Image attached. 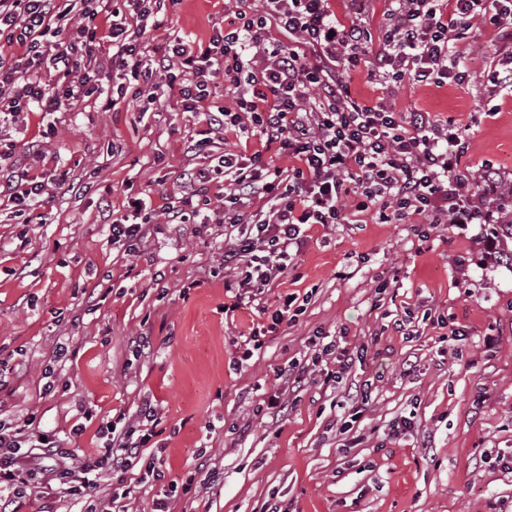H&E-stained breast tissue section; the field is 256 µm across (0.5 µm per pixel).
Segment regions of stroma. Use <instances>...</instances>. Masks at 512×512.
<instances>
[{"instance_id":"35a3bbf8","label":"stroma","mask_w":512,"mask_h":512,"mask_svg":"<svg viewBox=\"0 0 512 512\" xmlns=\"http://www.w3.org/2000/svg\"><path fill=\"white\" fill-rule=\"evenodd\" d=\"M235 10L234 0H181L148 45L208 41ZM500 41L476 22L456 49L464 62L493 66ZM351 89L397 112L455 118L469 171L489 160L512 183V94L481 74L460 87L395 88L360 69ZM179 107L172 89L152 103L126 98L115 112L88 100L0 123L15 169L68 173L34 220L0 207V420L34 417L82 459L101 446L103 422H136L151 400L158 434L143 455L162 476L103 475L100 498L121 482L135 488L113 512H156L162 498L171 512H489L493 503L512 512V263L486 259L484 227L438 224L421 237L372 212L317 224L261 309L224 313L239 275L222 265V226L153 224L135 254L110 242L107 215L122 209L126 185L147 191L160 212L191 197L185 170H210L227 149L262 150L258 137L217 131L208 156L189 152L198 126ZM262 152L271 166L293 164L277 149ZM383 279L390 286L381 293ZM288 294L302 313L242 360L244 336L270 324ZM428 309L455 314L465 339L423 323ZM409 313L411 338L392 328ZM319 329L344 332L341 346L361 350L360 361L330 386L317 371L297 387L276 381L277 369L313 357L308 339ZM489 335L498 340L491 351ZM276 392L285 413L258 412ZM401 419L411 427L397 436ZM201 459L208 466L198 473ZM10 508L82 512L84 504L53 480Z\"/></svg>"}]
</instances>
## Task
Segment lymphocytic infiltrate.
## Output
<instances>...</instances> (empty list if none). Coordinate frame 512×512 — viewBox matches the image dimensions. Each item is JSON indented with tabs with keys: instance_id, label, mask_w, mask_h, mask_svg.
<instances>
[{
	"instance_id": "lymphocytic-infiltrate-1",
	"label": "lymphocytic infiltrate",
	"mask_w": 512,
	"mask_h": 512,
	"mask_svg": "<svg viewBox=\"0 0 512 512\" xmlns=\"http://www.w3.org/2000/svg\"><path fill=\"white\" fill-rule=\"evenodd\" d=\"M180 0H0V49L18 47L23 64L0 56V122L30 107L59 111L62 99L103 100L113 108L128 94L149 91L158 100L178 87L182 111L207 131L251 133L294 159L289 172L269 167L262 152L227 153L213 167L224 193L198 196L216 223L229 228L224 266L241 278L234 308L260 300L288 260L297 258L313 224H340L347 211H374L380 222L503 223L499 174L480 170L481 185L461 169L468 145L454 119L426 112H395L353 96L347 72L364 67L389 84L461 85L469 68L455 59V43L473 19L512 38V0H390L391 23L378 32L337 19L329 0H260L239 10L228 27H214L208 42L173 40L163 58L145 54L147 22ZM108 13V26L96 22ZM75 35L65 36L70 23ZM287 42L266 37L269 24ZM110 43L101 60L95 49ZM378 44L369 54L370 44ZM192 84L178 86L182 75ZM226 81L234 107L209 102L208 88ZM49 193L47 183L14 171L0 177V199L18 213ZM253 214L243 208L253 200ZM126 214L110 224L112 243L137 252L152 208L143 194L126 197ZM152 430L108 432L104 450L75 462L71 450L42 439L32 419L0 422V493L26 491L38 476L55 475L70 496L98 512L96 474L123 475L137 464L155 471L141 450Z\"/></svg>"
}]
</instances>
